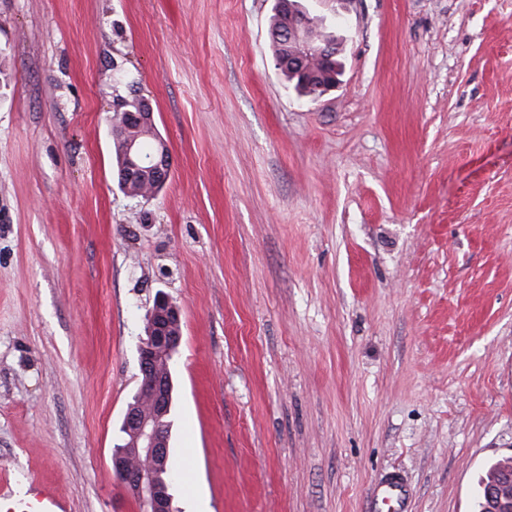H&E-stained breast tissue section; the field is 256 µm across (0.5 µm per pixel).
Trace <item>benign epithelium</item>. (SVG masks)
I'll return each mask as SVG.
<instances>
[{
    "instance_id": "7a95c632",
    "label": "benign epithelium",
    "mask_w": 512,
    "mask_h": 512,
    "mask_svg": "<svg viewBox=\"0 0 512 512\" xmlns=\"http://www.w3.org/2000/svg\"><path fill=\"white\" fill-rule=\"evenodd\" d=\"M308 15H299L288 25V40L298 45L296 54L288 56V66L312 77L313 69L326 65L334 44L311 32ZM117 129L121 132L125 156V178L145 185V196L156 193L170 176L171 159L166 143L159 135L153 113L118 112ZM151 135L156 150L146 155L141 138ZM152 313L155 325L138 348L139 369L149 400L148 410L128 409L124 427L130 433L132 452L112 455V468L137 502L139 512H171V496L166 484L158 481L157 471L168 469L169 432L165 419L170 399L164 382L153 379L160 357L176 351L182 329L178 308L165 297L155 300ZM490 512H512V474L495 475L483 483Z\"/></svg>"
}]
</instances>
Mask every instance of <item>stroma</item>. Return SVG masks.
<instances>
[{"instance_id":"obj_1","label":"stroma","mask_w":512,"mask_h":512,"mask_svg":"<svg viewBox=\"0 0 512 512\" xmlns=\"http://www.w3.org/2000/svg\"><path fill=\"white\" fill-rule=\"evenodd\" d=\"M274 4L0 0V512H138L112 454L159 294L175 512H372L393 470L401 512H475L512 456V0H305L344 41L316 100ZM133 86L132 84L127 97L119 99L117 104L121 103L120 110L116 113L113 123L117 117L121 119L116 127L122 133L125 178L128 184L132 181L142 183L146 188L145 196L149 197L168 180L171 159L167 145L157 131L153 112L150 108H145V100L137 97L138 91ZM147 135L153 136L157 142L156 150L149 155L143 153L140 142L141 138ZM144 173H151L152 185L147 183ZM375 499L381 504L399 503L405 495V484L399 473L392 472L379 484L375 493Z\"/></svg>"}]
</instances>
